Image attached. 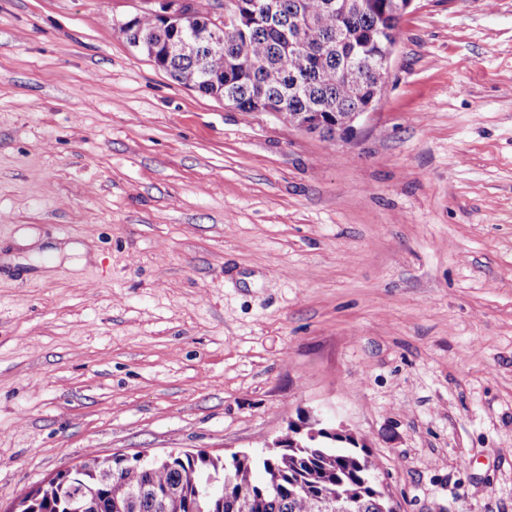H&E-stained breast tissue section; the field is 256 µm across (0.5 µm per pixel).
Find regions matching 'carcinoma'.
<instances>
[{"mask_svg": "<svg viewBox=\"0 0 512 512\" xmlns=\"http://www.w3.org/2000/svg\"><path fill=\"white\" fill-rule=\"evenodd\" d=\"M236 24L224 28V49L199 42L171 53L168 28L157 15L142 14L120 31L141 37L140 52L178 83L222 97L241 112H259L274 100L287 113L324 116L355 112L385 94V73L374 65L402 16L394 0H229ZM318 432L315 440L308 433ZM280 447L264 454L233 453L222 459L199 450L150 460L136 456L93 457L78 474L60 472L27 492L17 512H320L334 497L343 512H392L377 483L379 461L356 442L324 431L316 421L291 425ZM347 443L340 448L336 443Z\"/></svg>", "mask_w": 512, "mask_h": 512, "instance_id": "carcinoma-1", "label": "carcinoma"}]
</instances>
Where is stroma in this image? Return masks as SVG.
<instances>
[{"instance_id": "35a3bbf8", "label": "stroma", "mask_w": 512, "mask_h": 512, "mask_svg": "<svg viewBox=\"0 0 512 512\" xmlns=\"http://www.w3.org/2000/svg\"><path fill=\"white\" fill-rule=\"evenodd\" d=\"M144 8L0 0V512L307 416L394 512H512V0H415L332 140L157 69Z\"/></svg>"}]
</instances>
